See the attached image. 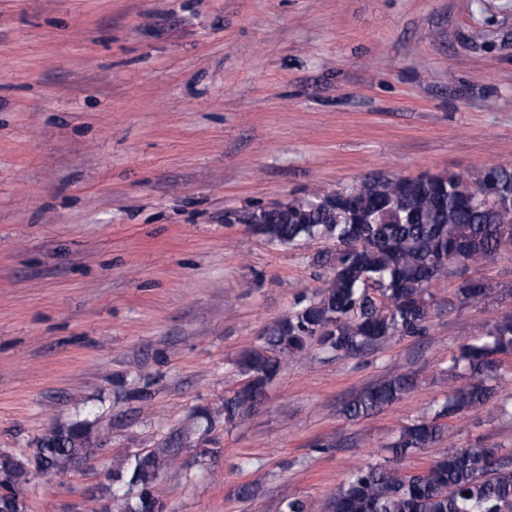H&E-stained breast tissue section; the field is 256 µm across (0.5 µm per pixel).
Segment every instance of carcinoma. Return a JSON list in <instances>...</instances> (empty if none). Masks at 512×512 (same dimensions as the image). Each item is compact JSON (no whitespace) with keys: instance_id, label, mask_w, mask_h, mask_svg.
I'll use <instances>...</instances> for the list:
<instances>
[{"instance_id":"cac0c4a2","label":"carcinoma","mask_w":512,"mask_h":512,"mask_svg":"<svg viewBox=\"0 0 512 512\" xmlns=\"http://www.w3.org/2000/svg\"><path fill=\"white\" fill-rule=\"evenodd\" d=\"M512 199V167L493 166L477 178L461 174H424L412 179L375 177L345 192L293 198L262 208L245 218L255 233L271 243L295 245L314 239L334 240L336 249L315 257L326 269L324 286L274 322L262 344L236 362L240 385L224 397V423L250 416L267 386L288 360L316 341L336 355H350L395 336L427 331L425 292L448 277V261L487 262L512 248V214L488 201ZM492 285L483 279L462 281L456 296L487 298ZM512 356V316H504L465 345L450 370L465 363L467 382L449 389L431 417L405 427L387 447L392 461L429 448L448 429L447 421L484 406L492 397L503 358ZM416 386L413 375L393 370L381 382L342 406L356 419L395 403ZM95 452L82 424L56 428L36 442L25 458L0 455V487L6 493L0 512H24L17 487L33 468L63 471ZM175 449L137 453L119 464L112 478L138 488L126 512H163L157 488L159 472ZM327 512H512V457L481 441L456 448L433 462L425 474L398 467L363 465L336 487Z\"/></svg>"}]
</instances>
